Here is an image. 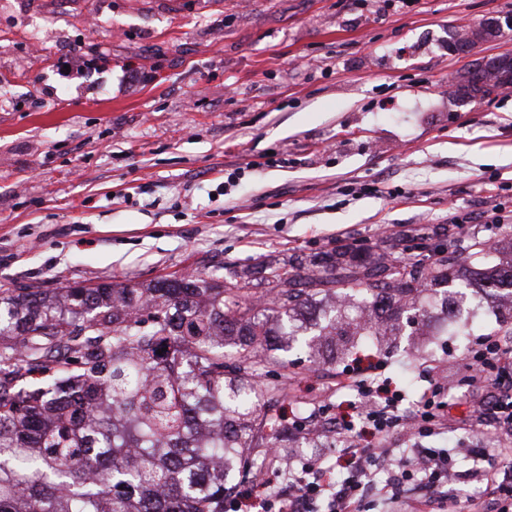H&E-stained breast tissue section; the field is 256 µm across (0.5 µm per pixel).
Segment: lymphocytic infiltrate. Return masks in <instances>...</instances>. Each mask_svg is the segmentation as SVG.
<instances>
[{
  "mask_svg": "<svg viewBox=\"0 0 512 512\" xmlns=\"http://www.w3.org/2000/svg\"><path fill=\"white\" fill-rule=\"evenodd\" d=\"M466 360L474 379L486 381L493 389L489 403H478L475 413H491L496 430L511 448L512 343L501 336L485 335L467 350ZM346 376L359 395L356 419L336 420V434L345 443L346 477L337 483L328 481L322 460L310 458L303 462L300 475L289 478L288 494L271 491L265 483L246 486L232 499L234 512H367L371 492L367 478L386 456L392 458L396 474L381 488L382 496L397 500L404 486L421 473L430 491L423 507L431 510L439 504L438 491L447 485L451 467L448 450L426 448L418 455L397 458L381 442L405 429L420 440L445 424L449 404L442 399L440 387L426 391L407 414L401 408V391L378 379L372 366L351 367ZM485 471L482 492L465 497L458 512H512V466L505 458L490 457Z\"/></svg>",
  "mask_w": 512,
  "mask_h": 512,
  "instance_id": "obj_1",
  "label": "lymphocytic infiltrate"
}]
</instances>
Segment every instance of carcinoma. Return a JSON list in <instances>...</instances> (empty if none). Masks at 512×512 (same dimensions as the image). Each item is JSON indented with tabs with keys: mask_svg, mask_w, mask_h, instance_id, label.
Masks as SVG:
<instances>
[{
	"mask_svg": "<svg viewBox=\"0 0 512 512\" xmlns=\"http://www.w3.org/2000/svg\"><path fill=\"white\" fill-rule=\"evenodd\" d=\"M512 85V60L456 77L460 98ZM496 247L371 261L307 275L303 260L258 263L254 279L202 272L146 285L0 291V512H224V493L259 440L283 447L255 395L271 337L315 364L381 344L406 308L461 261ZM512 297V261L481 268Z\"/></svg>",
	"mask_w": 512,
	"mask_h": 512,
	"instance_id": "1",
	"label": "carcinoma"
}]
</instances>
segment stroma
<instances>
[{"instance_id":"35a3bbf8","label":"stroma","mask_w":512,"mask_h":512,"mask_svg":"<svg viewBox=\"0 0 512 512\" xmlns=\"http://www.w3.org/2000/svg\"><path fill=\"white\" fill-rule=\"evenodd\" d=\"M512 14V0H41L0 6V289L57 288L253 269L261 258H388L437 244L495 242L512 260V95L448 91L471 57L457 30ZM99 69L61 75L63 56ZM500 206L499 223L490 211ZM440 309L418 330L430 353L380 355L381 377L417 402L452 394L460 491L488 393ZM341 368L304 356L265 363V413L314 421ZM298 458L259 448L240 479Z\"/></svg>"}]
</instances>
